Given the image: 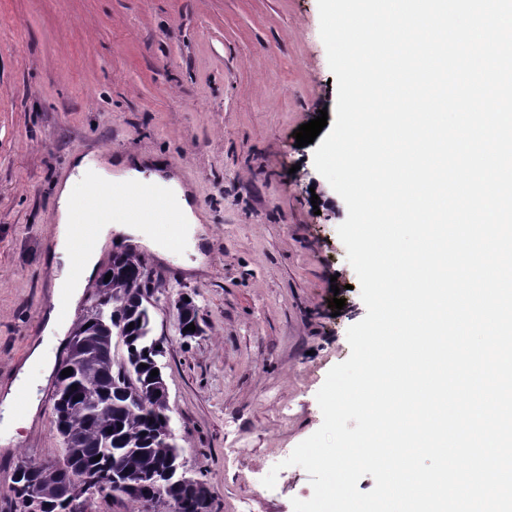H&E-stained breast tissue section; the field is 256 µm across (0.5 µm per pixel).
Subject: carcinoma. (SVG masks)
I'll use <instances>...</instances> for the list:
<instances>
[{
	"label": "carcinoma",
	"instance_id": "1",
	"mask_svg": "<svg viewBox=\"0 0 512 512\" xmlns=\"http://www.w3.org/2000/svg\"><path fill=\"white\" fill-rule=\"evenodd\" d=\"M142 259L133 252L112 257L105 272L109 281L96 284L97 303L73 327L72 335L87 337L91 347L82 363L84 379L72 380L61 375L68 362L60 364L57 382L65 385L68 399L61 410V423L72 436L80 439L75 463L87 469L110 471L125 469L142 479L137 493L128 496L132 502L153 500L163 495L184 504L182 512H210V495H202L196 485L173 477L161 485L150 479L165 467L180 462L174 445L160 440V430L168 423L167 408L155 391L156 381L150 372L157 367V354L152 320L140 309L137 299L146 296L151 281L144 274ZM133 329H127L128 325ZM116 327L128 337V354L134 358L138 398L119 390L121 372L111 350L107 348L109 328ZM77 389H72V385ZM101 456L99 461L94 457ZM64 474L53 465L40 466L33 477L22 475L14 483H43L44 506L40 512H78L61 498L60 484Z\"/></svg>",
	"mask_w": 512,
	"mask_h": 512
}]
</instances>
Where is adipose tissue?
I'll use <instances>...</instances> for the list:
<instances>
[{
	"label": "adipose tissue",
	"instance_id": "obj_1",
	"mask_svg": "<svg viewBox=\"0 0 512 512\" xmlns=\"http://www.w3.org/2000/svg\"><path fill=\"white\" fill-rule=\"evenodd\" d=\"M145 167V161L115 158L106 153L73 157L70 176L56 187L57 227L50 255L54 272V299L53 307L46 317L45 335L61 336L66 333L69 327L66 313L77 307L85 288L97 275L101 248L111 243L113 235L141 240L159 257L168 256V241L158 233L156 225L148 224L146 216L127 213V200L121 195V188L134 187L147 180L155 183L162 195L177 207L181 217V232L188 234L200 229L204 216L194 207L191 190L178 174L165 169L149 174ZM107 185L116 188L112 195V216L97 221L96 248L79 256L74 255V206L80 198Z\"/></svg>",
	"mask_w": 512,
	"mask_h": 512
}]
</instances>
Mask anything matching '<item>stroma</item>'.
<instances>
[{
	"label": "stroma",
	"mask_w": 512,
	"mask_h": 512,
	"mask_svg": "<svg viewBox=\"0 0 512 512\" xmlns=\"http://www.w3.org/2000/svg\"><path fill=\"white\" fill-rule=\"evenodd\" d=\"M331 77L317 0H0V399L25 371L38 403L0 442V512H15L18 467L63 448L53 369L68 349L48 348L45 367L29 358L52 307L55 185L100 149L178 167L207 216L204 276L185 271L198 254L185 247L140 256L169 428L211 512H293L311 497L284 461L321 426L316 394L366 314L337 233L346 204L314 145H295L299 125L335 109Z\"/></svg>",
	"instance_id": "1"
}]
</instances>
